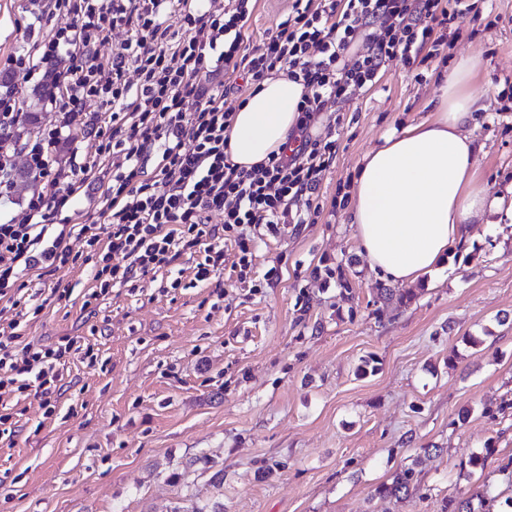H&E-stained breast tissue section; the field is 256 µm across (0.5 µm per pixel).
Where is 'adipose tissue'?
Wrapping results in <instances>:
<instances>
[{
  "label": "adipose tissue",
  "instance_id": "adipose-tissue-1",
  "mask_svg": "<svg viewBox=\"0 0 512 512\" xmlns=\"http://www.w3.org/2000/svg\"><path fill=\"white\" fill-rule=\"evenodd\" d=\"M484 66L481 55L460 58L440 77L435 111L385 135L360 162L349 222L383 280L413 284L442 269L465 227L505 204L480 182L473 163L478 146L466 133L483 95L472 79ZM306 92L284 71L263 79L226 131L233 163L249 170L280 152L298 125Z\"/></svg>",
  "mask_w": 512,
  "mask_h": 512
}]
</instances>
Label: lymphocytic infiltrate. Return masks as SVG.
<instances>
[{
  "mask_svg": "<svg viewBox=\"0 0 512 512\" xmlns=\"http://www.w3.org/2000/svg\"><path fill=\"white\" fill-rule=\"evenodd\" d=\"M53 7L60 25L20 70L28 80L41 64L69 55L51 99L55 120L22 149L0 145V198L10 195L16 163L43 179L25 207L0 223V300L15 311L0 329V405L32 391L49 415L63 389L64 358L93 350L72 336L50 344L22 336L18 282L33 270L50 276L75 264L73 238L92 247V279L103 294L194 248L205 253L197 281L221 274L228 246L240 269H250L252 229L304 223L319 175L336 158L335 131L314 130L322 112L374 86L387 60L410 66L424 46L439 49L457 15L442 0H294L287 19L253 47L246 32L255 0H54ZM107 43L112 57L102 63L95 54ZM282 71L308 89L298 127L282 153L239 169L224 137L234 110L224 104L223 78L242 76L253 90ZM94 99L111 111V133L96 132L94 154L54 167L51 147ZM106 158L112 184L99 220L53 225L75 176H90L95 160ZM213 214L222 227L209 225Z\"/></svg>",
  "mask_w": 512,
  "mask_h": 512,
  "instance_id": "f902f5d3",
  "label": "lymphocytic infiltrate"
}]
</instances>
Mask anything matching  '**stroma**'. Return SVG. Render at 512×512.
I'll list each match as a JSON object with an SVG mask.
<instances>
[{"mask_svg":"<svg viewBox=\"0 0 512 512\" xmlns=\"http://www.w3.org/2000/svg\"><path fill=\"white\" fill-rule=\"evenodd\" d=\"M477 5L436 57L386 61L376 87L325 113L336 160L321 175L319 210L258 230L247 278L229 247L207 284L194 280L198 253L91 303L86 266L52 276L60 299L21 333L46 344L77 337L96 358L66 357L51 417L33 395L12 410L0 512H449V501L475 493L485 499L478 512H512V217L468 226L447 268L386 302L345 202L362 157L429 116L442 72L473 53L485 61L477 171L490 193L512 194V0ZM291 7L257 0L250 45ZM57 23L52 0H0L8 93L28 100L33 85L13 61ZM98 126L112 122L92 102L53 148L56 164ZM111 183L105 160L54 223L97 217ZM407 468L409 498L379 494Z\"/></svg>","mask_w":512,"mask_h":512,"instance_id":"35a3bbf8","label":"stroma"}]
</instances>
